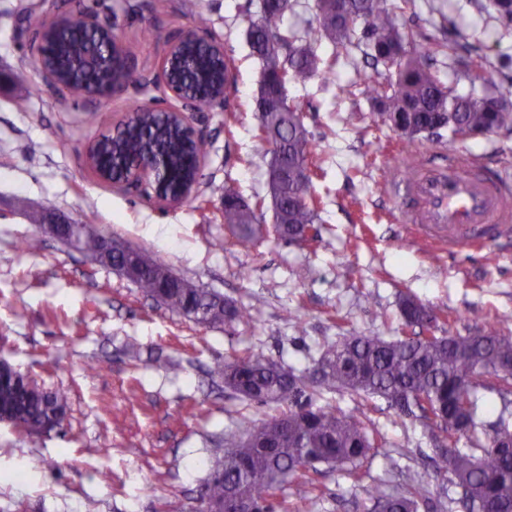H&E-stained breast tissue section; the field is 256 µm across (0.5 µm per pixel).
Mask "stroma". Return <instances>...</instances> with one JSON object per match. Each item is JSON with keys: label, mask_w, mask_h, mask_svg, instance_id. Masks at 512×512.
<instances>
[{"label": "stroma", "mask_w": 512, "mask_h": 512, "mask_svg": "<svg viewBox=\"0 0 512 512\" xmlns=\"http://www.w3.org/2000/svg\"><path fill=\"white\" fill-rule=\"evenodd\" d=\"M79 0H0V359L49 389L68 391L60 432L29 435L0 423V512H190L223 434L256 408L214 381L215 363L249 352L296 371L311 370L328 345L353 332L400 335L399 299L409 295L443 310L438 335L490 326L512 331V237L483 250H445L404 223L379 186L405 154L428 163L447 150L481 171L512 174V121L456 139L447 130L401 138L375 123L360 84L362 56L332 74L292 84L309 101L304 124L322 159L311 190L320 202L319 237L301 247L264 239L237 245L221 218L225 189L251 201L267 192L255 98L261 62L247 39L249 0H97L121 41L136 40L135 80L91 101L61 99L43 84L32 35ZM492 0H413L398 26L458 43V60L431 59L441 81L462 95L488 96L512 81V26ZM205 29L223 39L237 65L225 109L195 113L207 139L202 200L161 207L144 194L100 183L82 162L102 127L163 95L152 78L167 41ZM356 94L345 97L347 86ZM235 113L225 127L227 113ZM42 211L88 224L164 260L178 275L231 300L246 320L234 331L203 329L156 306L112 269L91 262L31 223ZM40 238L38 250L29 239ZM174 368H166L165 360ZM323 403L360 408L379 448L357 470L289 479L296 502L317 485L312 512H367L363 487L376 482L407 493L408 474L423 484L420 512L449 508L460 490L435 470L444 435L398 414L380 398L346 392ZM54 468H46V460Z\"/></svg>", "instance_id": "35a3bbf8"}]
</instances>
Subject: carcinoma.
<instances>
[{
    "mask_svg": "<svg viewBox=\"0 0 512 512\" xmlns=\"http://www.w3.org/2000/svg\"><path fill=\"white\" fill-rule=\"evenodd\" d=\"M410 0H349L348 15L328 20L330 0H316L318 26L301 36L281 27L293 0H259L258 11L249 16L247 36L261 60L257 111L258 137L269 156L268 168L288 169V178L273 189L277 224L274 235L286 240L318 220V200L303 184L321 169L303 121L306 103L288 96V84H302L317 74L333 71L340 55L355 51L370 61L374 76L367 90L376 117H385L390 129L403 125L418 130L456 128L494 130L505 119L488 108V97L461 95L445 86L425 60L436 55L453 58L455 44L424 45L420 34L402 30L394 14ZM334 45L333 57L321 65L318 48ZM95 33L80 28L63 30L57 38L58 62L97 46ZM223 62L218 56L204 58L191 46L185 48L179 73L192 81L212 75L221 81ZM101 152L112 155V170L130 167L154 145L175 148L173 176L166 191L177 195L182 185L195 178L192 165L207 150L203 140L183 138L180 128L152 112L142 114L115 138L101 135ZM238 194L224 192L222 218L236 232L240 245L256 240L254 226L264 220L265 199L242 205ZM172 269L162 259L148 267L135 281L150 299L162 295L161 305L202 328L223 325L230 329L242 321L241 310L218 293L183 278L171 277ZM405 325L419 328L414 336L387 340L380 336L350 334L339 337L316 361L321 375L292 370L273 372L252 355L218 362L211 374L224 388L257 408L278 407L251 420L242 430L224 435L212 461L199 500L212 508L232 495L257 505L260 512H279L278 493L288 477L318 472V466L356 465L375 451L362 420L352 412L317 404L325 390L377 396L403 415L420 413L433 417L445 433L446 445L437 452L436 468L448 474V483L463 491L459 500L466 512H512V423L499 418L493 434L476 437L480 380L503 375L512 366V334L500 329L461 335L435 334L439 311L407 297L400 303ZM68 395L47 390L34 378L16 371L0 376V408L11 411L18 427L31 434L64 422ZM371 512H419L420 492L409 496L389 493L373 483L363 488Z\"/></svg>",
    "mask_w": 512,
    "mask_h": 512,
    "instance_id": "1",
    "label": "carcinoma"
}]
</instances>
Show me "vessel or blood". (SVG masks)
Wrapping results in <instances>:
<instances>
[{"label": "vessel or blood", "mask_w": 512, "mask_h": 512, "mask_svg": "<svg viewBox=\"0 0 512 512\" xmlns=\"http://www.w3.org/2000/svg\"><path fill=\"white\" fill-rule=\"evenodd\" d=\"M384 195L407 222L423 225L426 237L463 248L495 243L512 223V178L484 175L453 153L411 176L394 165Z\"/></svg>", "instance_id": "b4317fda"}]
</instances>
